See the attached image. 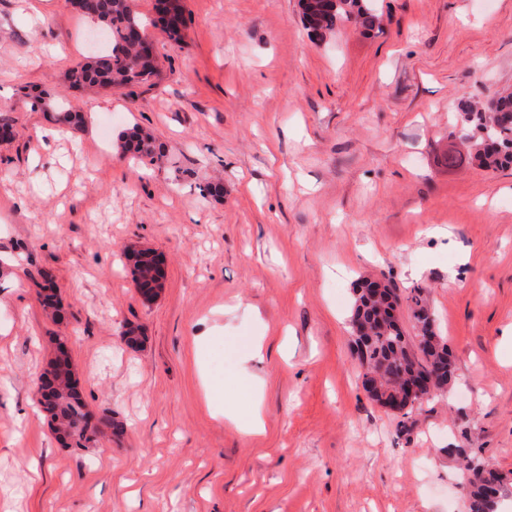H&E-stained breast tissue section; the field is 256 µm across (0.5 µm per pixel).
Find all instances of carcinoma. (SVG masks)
I'll return each mask as SVG.
<instances>
[{"mask_svg": "<svg viewBox=\"0 0 512 512\" xmlns=\"http://www.w3.org/2000/svg\"><path fill=\"white\" fill-rule=\"evenodd\" d=\"M73 7L84 17L98 23L105 33L110 50L91 57L67 74L70 87L90 86L125 88L147 83L156 75V57L142 50L139 33L147 24L158 25L163 18L170 21L167 36L174 42L184 37V15L181 0H157V18L147 21L132 10L131 0H72ZM302 16L307 29L324 39L333 35L340 22H358L366 28L380 27L381 19L371 8L369 0H300ZM491 101L495 107L484 105L464 107L462 112V139L468 156L450 154L448 165L466 160L476 161L487 170L497 171L512 167V91L497 92ZM120 148L133 157L152 160L164 157L165 145L149 131L136 128L119 137ZM139 259L133 265L135 283L153 278L152 252L138 251ZM405 304L417 324L429 325L431 309L423 288H412L402 295L397 289L385 286L384 291H373L366 280L354 291L351 323L359 324L360 335L354 338L356 353L367 371L380 376L379 387L396 391L399 382L412 379L429 380L437 375H452L453 354L445 337L432 332L429 341L415 343L404 329L384 319L388 310ZM46 401L40 402L51 421L59 424L55 431L71 447L89 448L100 442L104 430H91L87 424L88 409L83 394L73 379L72 371L57 373L47 381ZM508 475L497 470L479 482L466 481L463 492L469 512H500L501 500L508 495Z\"/></svg>", "mask_w": 512, "mask_h": 512, "instance_id": "1", "label": "carcinoma"}]
</instances>
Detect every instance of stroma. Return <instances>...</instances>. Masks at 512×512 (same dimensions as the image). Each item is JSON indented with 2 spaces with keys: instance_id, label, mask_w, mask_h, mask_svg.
Returning <instances> with one entry per match:
<instances>
[{
  "instance_id": "1",
  "label": "stroma",
  "mask_w": 512,
  "mask_h": 512,
  "mask_svg": "<svg viewBox=\"0 0 512 512\" xmlns=\"http://www.w3.org/2000/svg\"><path fill=\"white\" fill-rule=\"evenodd\" d=\"M182 5L153 82L105 91L64 80L95 28L70 0H0V512H467L456 449L512 474V170L447 156L461 105L512 87V0H373L381 28L323 41L298 0ZM44 92L90 124L42 137ZM135 125L165 157L122 156ZM134 248L165 265L150 303ZM361 279L427 289L454 355L405 421L361 386ZM57 335L123 427L99 447H62L37 406Z\"/></svg>"
}]
</instances>
